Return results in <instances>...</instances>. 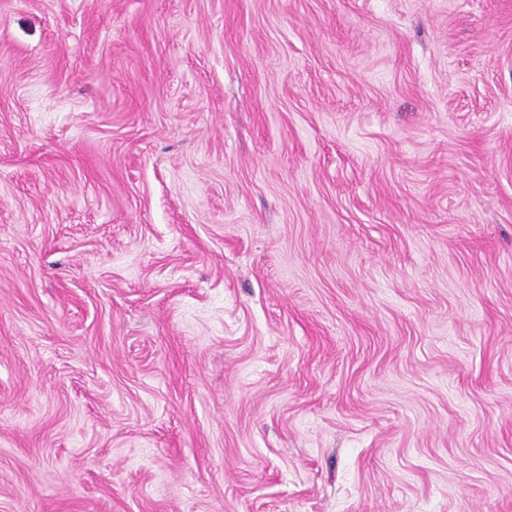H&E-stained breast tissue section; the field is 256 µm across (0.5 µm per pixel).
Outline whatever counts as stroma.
Instances as JSON below:
<instances>
[{
	"label": "stroma",
	"instance_id": "1",
	"mask_svg": "<svg viewBox=\"0 0 512 512\" xmlns=\"http://www.w3.org/2000/svg\"><path fill=\"white\" fill-rule=\"evenodd\" d=\"M0 512H512V0H0Z\"/></svg>",
	"mask_w": 512,
	"mask_h": 512
}]
</instances>
